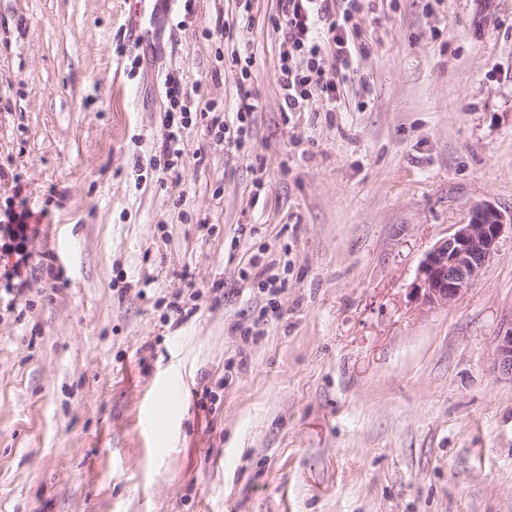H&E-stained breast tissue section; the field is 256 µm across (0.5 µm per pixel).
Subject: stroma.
<instances>
[{"mask_svg": "<svg viewBox=\"0 0 512 512\" xmlns=\"http://www.w3.org/2000/svg\"><path fill=\"white\" fill-rule=\"evenodd\" d=\"M129 8L0 0V208L22 184L39 222L24 292L0 278V512H512V0H362L302 112L279 0H155L142 38ZM170 74L230 125L250 94L251 141L197 118L164 170ZM479 203L496 253L423 307ZM503 216L492 205L476 204L465 224L454 225L422 260L412 288L425 307L447 306L463 298L498 249ZM495 369L499 374L512 379V327L500 336Z\"/></svg>", "mask_w": 512, "mask_h": 512, "instance_id": "stroma-1", "label": "stroma"}]
</instances>
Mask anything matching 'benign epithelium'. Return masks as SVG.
<instances>
[{
  "mask_svg": "<svg viewBox=\"0 0 512 512\" xmlns=\"http://www.w3.org/2000/svg\"><path fill=\"white\" fill-rule=\"evenodd\" d=\"M502 229L503 216L494 206L475 205L466 223L454 225L426 253L412 288L415 300L434 308L463 298L497 251ZM495 369L512 378V328L500 336Z\"/></svg>",
  "mask_w": 512,
  "mask_h": 512,
  "instance_id": "obj_1",
  "label": "benign epithelium"
}]
</instances>
